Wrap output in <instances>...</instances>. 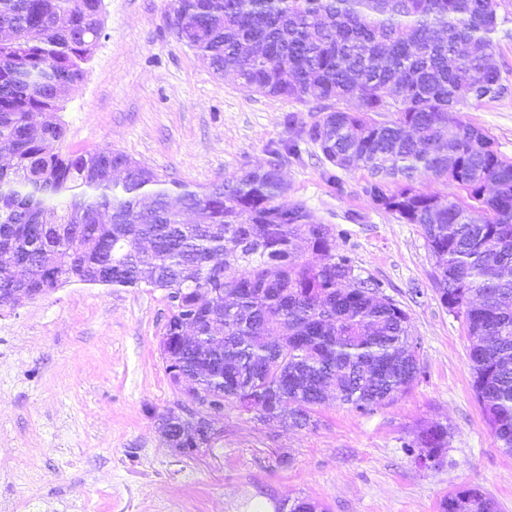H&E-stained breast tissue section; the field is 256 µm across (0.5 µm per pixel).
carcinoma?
I'll return each instance as SVG.
<instances>
[{"instance_id": "1", "label": "carcinoma", "mask_w": 512, "mask_h": 512, "mask_svg": "<svg viewBox=\"0 0 512 512\" xmlns=\"http://www.w3.org/2000/svg\"><path fill=\"white\" fill-rule=\"evenodd\" d=\"M103 0H0V307L35 266L30 298L79 282L164 292L159 350L174 392L264 407L293 428L336 401L365 413L417 379L408 314L336 254L327 224L286 205L280 171L190 186L110 147L61 151L55 117L83 80ZM505 0H173L178 41L214 74L263 96L315 104L306 131L329 164L362 167L373 201L417 224L443 305L463 316L473 389L512 455V160L460 117L508 88L496 60ZM358 106L350 107L351 102ZM420 173L465 192L412 184ZM397 186L391 190L389 185ZM322 256L301 261L299 243ZM175 447H203L167 411ZM448 427L408 452L444 456ZM442 512H498L464 488Z\"/></svg>"}]
</instances>
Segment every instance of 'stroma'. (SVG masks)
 <instances>
[{
	"mask_svg": "<svg viewBox=\"0 0 512 512\" xmlns=\"http://www.w3.org/2000/svg\"><path fill=\"white\" fill-rule=\"evenodd\" d=\"M171 0H103L101 36L60 113L64 149L109 145L191 185L279 158L286 202L330 225L337 254L404 309L420 373L394 401L361 413L323 406L313 426L225 410L223 430L187 457L156 418L177 399L158 349L163 291L70 284L0 310V507L25 512H276L297 497L325 512H441L479 488L512 512V457L499 449L472 387L463 317L435 290L418 225L372 201L366 170L336 169L306 131L311 105L266 97L212 74L180 43ZM496 58L508 87L464 107L512 157V6L499 9ZM447 425L436 466L406 450Z\"/></svg>",
	"mask_w": 512,
	"mask_h": 512,
	"instance_id": "35a3bbf8",
	"label": "stroma"
}]
</instances>
